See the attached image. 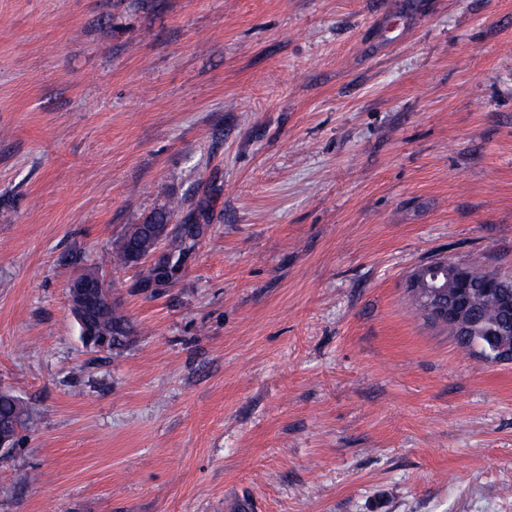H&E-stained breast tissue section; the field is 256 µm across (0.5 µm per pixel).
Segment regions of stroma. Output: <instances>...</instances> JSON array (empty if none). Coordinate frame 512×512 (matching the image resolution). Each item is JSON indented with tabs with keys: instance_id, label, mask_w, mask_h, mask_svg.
Instances as JSON below:
<instances>
[{
	"instance_id": "35a3bbf8",
	"label": "stroma",
	"mask_w": 512,
	"mask_h": 512,
	"mask_svg": "<svg viewBox=\"0 0 512 512\" xmlns=\"http://www.w3.org/2000/svg\"><path fill=\"white\" fill-rule=\"evenodd\" d=\"M172 200L203 234L138 287L109 245ZM439 256L512 276V0H0V512H512V363L415 309ZM69 290L73 288H105L104 284H76L71 281L68 285ZM99 318L96 322L98 330L110 334L111 345L107 351L112 354H120L130 344L134 335V327L130 319L119 311L116 302L112 299V293L109 288H105V292L98 301ZM117 336H114L113 333ZM9 392H0V424L12 425L16 422L20 429L35 430L38 426L37 415L28 406L17 402Z\"/></svg>"
}]
</instances>
